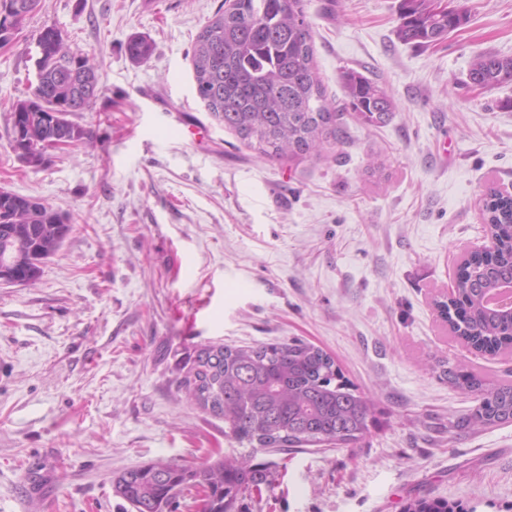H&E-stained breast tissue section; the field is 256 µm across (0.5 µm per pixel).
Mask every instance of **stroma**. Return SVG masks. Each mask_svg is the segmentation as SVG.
<instances>
[{
  "label": "stroma",
  "instance_id": "stroma-1",
  "mask_svg": "<svg viewBox=\"0 0 512 512\" xmlns=\"http://www.w3.org/2000/svg\"><path fill=\"white\" fill-rule=\"evenodd\" d=\"M224 0H40L0 46V188L70 218L31 287L0 284V512H126L112 477L221 452L268 467L241 512H512V422L444 370L512 384V348L473 350L437 304L487 242L489 195L512 190V83L470 86L473 59L512 57V0H446L465 25L400 42V0H304L337 139L270 160L198 98L197 35ZM56 26L104 95L74 113L83 144L35 170L9 109L35 81L33 37ZM135 33L145 62L125 51ZM354 70L396 104L369 125L346 107ZM191 127L199 136L188 135ZM299 339L373 403L360 440L271 452L238 445L178 378L197 345Z\"/></svg>",
  "mask_w": 512,
  "mask_h": 512
}]
</instances>
